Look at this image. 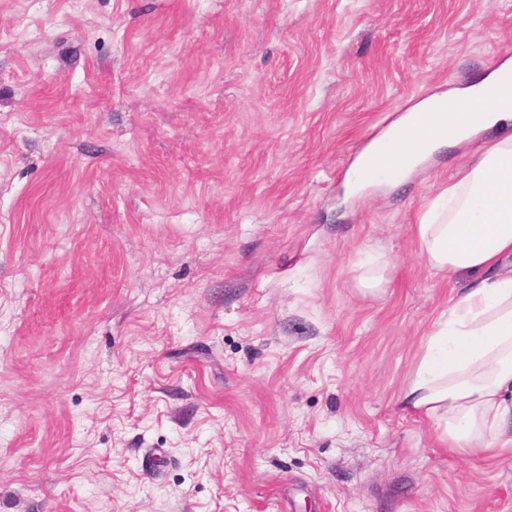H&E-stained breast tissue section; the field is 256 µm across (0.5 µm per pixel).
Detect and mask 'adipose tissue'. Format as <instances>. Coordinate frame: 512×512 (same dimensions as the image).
I'll use <instances>...</instances> for the list:
<instances>
[{"instance_id":"ef3b65f1","label":"adipose tissue","mask_w":512,"mask_h":512,"mask_svg":"<svg viewBox=\"0 0 512 512\" xmlns=\"http://www.w3.org/2000/svg\"><path fill=\"white\" fill-rule=\"evenodd\" d=\"M497 86L509 87V94L489 98ZM462 100L464 112L449 111L445 96L407 112L358 157L349 187L360 189L370 174L412 170L478 130L512 121V67L470 86ZM414 232L431 269L475 282L440 316L399 405L435 418L457 451L511 448L512 277L498 269L512 256V133L481 147L478 160L422 210Z\"/></svg>"}]
</instances>
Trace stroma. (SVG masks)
<instances>
[{
  "label": "stroma",
  "mask_w": 512,
  "mask_h": 512,
  "mask_svg": "<svg viewBox=\"0 0 512 512\" xmlns=\"http://www.w3.org/2000/svg\"><path fill=\"white\" fill-rule=\"evenodd\" d=\"M509 61L512 0H0V512H512V447L397 405L493 132L345 190ZM387 265L388 262L385 261L362 269L358 275V285L370 291L383 288L388 283Z\"/></svg>",
  "instance_id": "stroma-1"
}]
</instances>
